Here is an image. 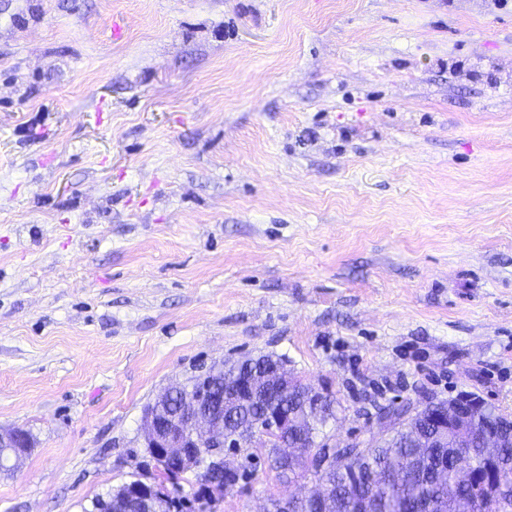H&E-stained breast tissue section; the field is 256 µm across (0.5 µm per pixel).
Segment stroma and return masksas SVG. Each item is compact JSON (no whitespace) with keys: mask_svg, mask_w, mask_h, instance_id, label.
I'll list each match as a JSON object with an SVG mask.
<instances>
[{"mask_svg":"<svg viewBox=\"0 0 512 512\" xmlns=\"http://www.w3.org/2000/svg\"><path fill=\"white\" fill-rule=\"evenodd\" d=\"M261 354L512 415V0H0V512L136 478L144 407ZM215 512L301 494L265 448ZM34 446L32 438L23 434L21 429L0 430V463L11 468L9 463L13 459L16 463L26 454L24 448H34Z\"/></svg>","mask_w":512,"mask_h":512,"instance_id":"1","label":"stroma"}]
</instances>
